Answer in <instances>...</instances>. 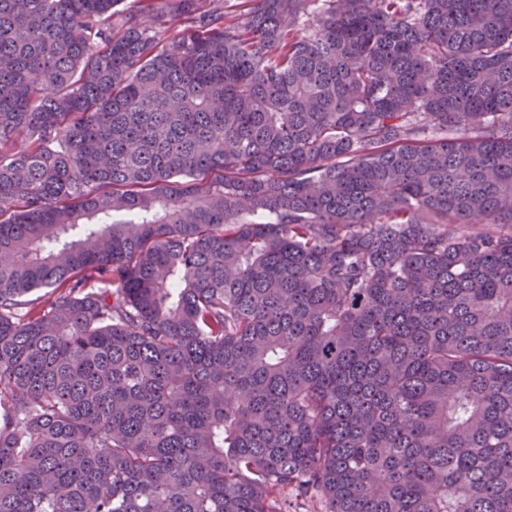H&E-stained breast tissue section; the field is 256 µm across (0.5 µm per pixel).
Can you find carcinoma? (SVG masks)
Returning a JSON list of instances; mask_svg holds the SVG:
<instances>
[{"mask_svg": "<svg viewBox=\"0 0 512 512\" xmlns=\"http://www.w3.org/2000/svg\"><path fill=\"white\" fill-rule=\"evenodd\" d=\"M121 2L0 0V512H512V0Z\"/></svg>", "mask_w": 512, "mask_h": 512, "instance_id": "carcinoma-1", "label": "carcinoma"}]
</instances>
